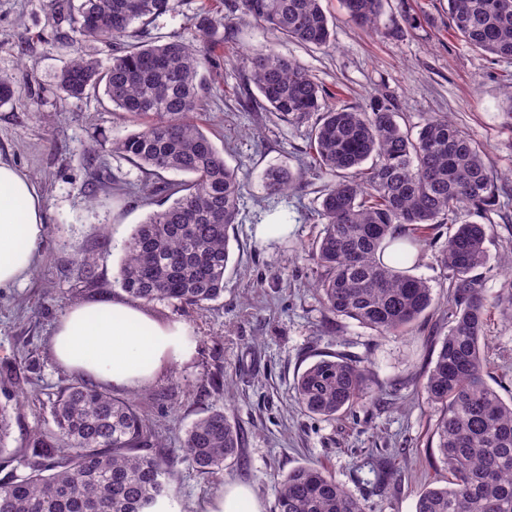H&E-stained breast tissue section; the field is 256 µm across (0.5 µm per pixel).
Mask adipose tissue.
I'll use <instances>...</instances> for the list:
<instances>
[{
  "mask_svg": "<svg viewBox=\"0 0 512 512\" xmlns=\"http://www.w3.org/2000/svg\"><path fill=\"white\" fill-rule=\"evenodd\" d=\"M46 224L45 202L32 181L0 160V289L13 286L33 266ZM189 329L156 318L144 305L103 299L69 306L52 351L56 361L112 388L133 390L166 365L182 361Z\"/></svg>",
  "mask_w": 512,
  "mask_h": 512,
  "instance_id": "adipose-tissue-1",
  "label": "adipose tissue"
}]
</instances>
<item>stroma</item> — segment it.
<instances>
[{"instance_id":"stroma-1","label":"stroma","mask_w":512,"mask_h":512,"mask_svg":"<svg viewBox=\"0 0 512 512\" xmlns=\"http://www.w3.org/2000/svg\"><path fill=\"white\" fill-rule=\"evenodd\" d=\"M46 2L0 0V75L19 91L16 101L0 105V158L33 181L47 220L32 269L0 291V361L27 358L37 365L14 412L8 451L15 455L28 430L50 421L49 396L74 378L51 351L58 319L69 305L122 296L117 276L125 240L136 224L168 205L165 194L145 191L144 173L110 150V140L134 132L133 123L104 99H59L55 78L66 56ZM172 2L173 13L148 35L174 34L214 48L205 118L226 164L244 174L246 190L229 231L223 297L202 311L150 304L156 317L189 328V352L130 396L146 407L156 437L167 444H174L178 427L220 408L240 427L243 446L217 474L176 463L171 483L177 496L164 512H206L233 484L250 488L262 512H275L277 480L312 463L323 465L367 512H416L420 492L446 486L449 477L432 436L437 409L423 392L430 362L448 334V271L435 259L448 228H438L413 269L435 298L413 332L380 337L329 314L314 288V267L300 257L301 246L311 245L320 230L311 213L328 178L310 172L286 193L268 194V168H301L308 127L269 111L247 59L258 48L274 47L305 67L339 104L362 107L381 93L395 103L401 126L416 131L430 116L446 115L470 135L499 175V204L482 218L490 228L482 270L490 295L512 286L501 259L512 247V118L504 110L512 61L483 54L456 36L448 0H385V28L377 34L350 21L340 0H323L334 22L326 48L301 46L241 18L233 0ZM204 9L219 22L202 34L196 16ZM244 95L252 99L251 111L238 103ZM92 145L113 194L87 188L94 170L82 150ZM279 222L289 224L288 234L257 239V225ZM77 247L98 254L94 282L77 270ZM483 342L489 384L502 398L512 397V319L491 310ZM326 352L363 361L370 371V397L331 420L308 415L291 400L297 374ZM216 373L228 382V395L209 386Z\"/></svg>"}]
</instances>
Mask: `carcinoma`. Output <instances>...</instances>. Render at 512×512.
Listing matches in <instances>:
<instances>
[{
  "label": "carcinoma",
  "mask_w": 512,
  "mask_h": 512,
  "mask_svg": "<svg viewBox=\"0 0 512 512\" xmlns=\"http://www.w3.org/2000/svg\"><path fill=\"white\" fill-rule=\"evenodd\" d=\"M355 24L380 31L383 0H341ZM61 45L70 58L58 72L62 100L104 95L142 126L111 142V151L148 177L192 176L152 186L172 198L136 225L124 245L121 288L146 304L167 301L198 310L224 294L229 228L236 223L245 182L229 167L194 116L206 105L207 57L183 39L137 40L173 11L171 0H48ZM236 9L285 39L306 47L331 44L321 0H236ZM453 32L475 49L512 59V0H448ZM110 38L115 53L103 64L89 43ZM253 82L278 119L309 124L316 168L334 178L321 191L313 219L321 225L301 248L316 267L324 308L377 335L411 330L434 304L432 288L411 274L433 231L449 217L454 230L435 260L450 272L451 326L423 391L437 406V449L451 480L427 488L416 512H512V400L487 382L481 338L488 311L512 315V288L484 292L488 225L471 220L498 205L496 176L483 151L446 116L418 132L402 128L394 102L372 97L361 108L326 104L327 92L308 70L271 47L248 58ZM295 181L273 169L266 188L278 195ZM75 262L86 280L97 256L84 248ZM33 365L6 362L4 376L23 389ZM369 397V370L344 355L321 358L296 377L293 399L305 413L331 419ZM51 422L26 433L23 473L0 480V512H154L174 494L167 480L178 459L202 473L224 470L237 456V428L216 408L179 429L178 447L150 454L154 431L138 403L78 377L51 401ZM12 413L0 405V456ZM277 512H366L322 466L288 472L276 488Z\"/></svg>",
  "instance_id": "cac0c4a2"
}]
</instances>
